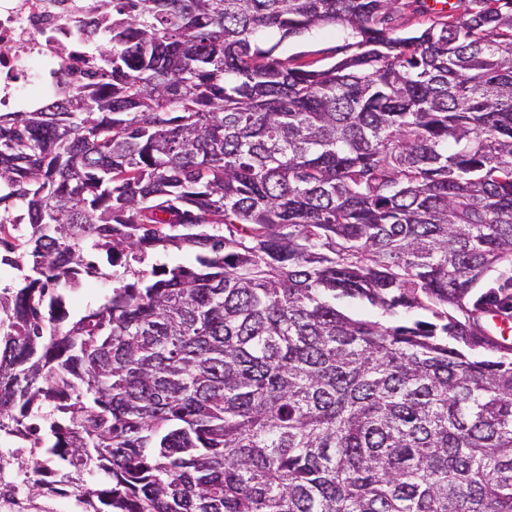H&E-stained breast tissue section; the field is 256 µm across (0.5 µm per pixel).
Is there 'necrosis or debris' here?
Returning <instances> with one entry per match:
<instances>
[{
    "label": "necrosis or debris",
    "instance_id": "necrosis-or-debris-1",
    "mask_svg": "<svg viewBox=\"0 0 512 512\" xmlns=\"http://www.w3.org/2000/svg\"><path fill=\"white\" fill-rule=\"evenodd\" d=\"M93 0H0V111L38 107L55 96L57 74L81 87L94 71L97 46L78 36ZM28 449L0 447V479L22 489L52 483L54 471L32 475Z\"/></svg>",
    "mask_w": 512,
    "mask_h": 512
}]
</instances>
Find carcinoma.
<instances>
[{
	"mask_svg": "<svg viewBox=\"0 0 512 512\" xmlns=\"http://www.w3.org/2000/svg\"><path fill=\"white\" fill-rule=\"evenodd\" d=\"M400 4L96 0L91 81L0 112V434L84 512H512V357L476 317L512 277L468 306L512 268V0L415 33ZM324 26L343 58L276 55ZM158 245L196 265L132 267ZM99 251L125 272L68 324Z\"/></svg>",
	"mask_w": 512,
	"mask_h": 512,
	"instance_id": "carcinoma-1",
	"label": "carcinoma"
}]
</instances>
